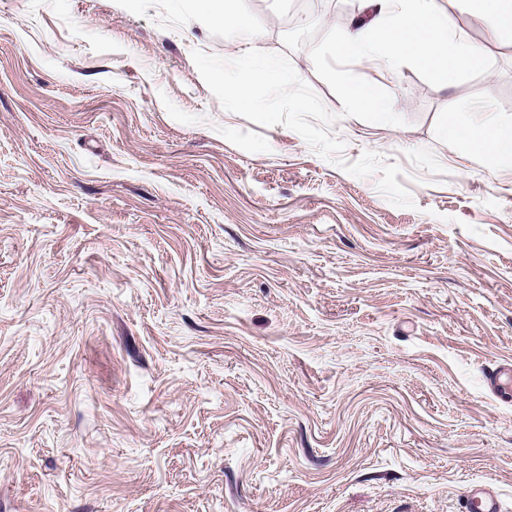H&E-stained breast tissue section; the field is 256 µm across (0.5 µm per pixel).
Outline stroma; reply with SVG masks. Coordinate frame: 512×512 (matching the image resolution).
I'll return each mask as SVG.
<instances>
[{"label": "stroma", "mask_w": 512, "mask_h": 512, "mask_svg": "<svg viewBox=\"0 0 512 512\" xmlns=\"http://www.w3.org/2000/svg\"><path fill=\"white\" fill-rule=\"evenodd\" d=\"M355 161L226 111L193 50L115 0H0V512H512V172L441 119H512V45L448 87L355 66L404 125L341 116L294 0H248ZM362 0H315L349 30ZM489 389L492 396L501 402H512V363L504 362L494 369ZM461 512H501L497 492L488 481L476 482L466 489Z\"/></svg>", "instance_id": "1"}]
</instances>
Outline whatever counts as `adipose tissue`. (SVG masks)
Wrapping results in <instances>:
<instances>
[{
    "mask_svg": "<svg viewBox=\"0 0 512 512\" xmlns=\"http://www.w3.org/2000/svg\"><path fill=\"white\" fill-rule=\"evenodd\" d=\"M373 13L353 30L336 36L342 57L390 70L406 63L441 85L461 73L484 70L485 48L471 43L448 23L437 0H368ZM471 22L485 29L490 42L512 43V0H460ZM438 134L456 150L495 160L512 170V121L475 119L441 123Z\"/></svg>",
    "mask_w": 512,
    "mask_h": 512,
    "instance_id": "adipose-tissue-1",
    "label": "adipose tissue"
}]
</instances>
